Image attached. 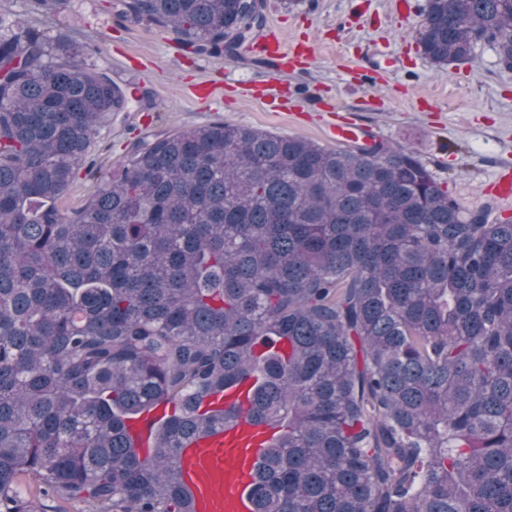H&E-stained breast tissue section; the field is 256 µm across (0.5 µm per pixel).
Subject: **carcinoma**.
<instances>
[{"instance_id": "obj_1", "label": "carcinoma", "mask_w": 512, "mask_h": 512, "mask_svg": "<svg viewBox=\"0 0 512 512\" xmlns=\"http://www.w3.org/2000/svg\"><path fill=\"white\" fill-rule=\"evenodd\" d=\"M63 3L0 30V512H194L178 449L238 420L275 430L252 512H512V220L387 141L224 122L135 141L65 214L99 128L153 100L47 38ZM113 7L212 55L264 0ZM418 44L512 65V0H427ZM93 185V180L87 175L84 167H81L73 179L69 190L60 201V207L69 213L71 209L81 205L88 196Z\"/></svg>"}]
</instances>
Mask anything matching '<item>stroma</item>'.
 Masks as SVG:
<instances>
[{"mask_svg": "<svg viewBox=\"0 0 512 512\" xmlns=\"http://www.w3.org/2000/svg\"><path fill=\"white\" fill-rule=\"evenodd\" d=\"M425 6L413 0L401 14L391 0H265L261 27L231 55L188 54L167 30L121 18L111 0H65L44 27L53 37L83 36L89 62L154 95L152 111L100 128L91 153L101 169L117 167L136 138L216 121L325 147L324 126L340 113L372 127L374 138L412 150L466 210L495 207L485 186L501 165H512V71L488 45L468 63L433 65L417 42ZM271 30L309 47L304 66L276 64L258 51ZM364 70L378 71L381 81L362 82ZM203 81L213 92L201 99L193 89ZM267 83L281 90L284 109L263 97Z\"/></svg>", "mask_w": 512, "mask_h": 512, "instance_id": "obj_1", "label": "stroma"}]
</instances>
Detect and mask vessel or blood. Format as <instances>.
<instances>
[{
  "instance_id": "1",
  "label": "vessel or blood",
  "mask_w": 512,
  "mask_h": 512,
  "mask_svg": "<svg viewBox=\"0 0 512 512\" xmlns=\"http://www.w3.org/2000/svg\"><path fill=\"white\" fill-rule=\"evenodd\" d=\"M261 50L292 67L307 60L277 34ZM363 134L362 125L344 116L328 126L329 137L339 144L357 141ZM488 188L502 206L512 205V171L495 172ZM267 438L264 427L241 421L180 448V474L193 496L195 512H251L248 472Z\"/></svg>"
}]
</instances>
